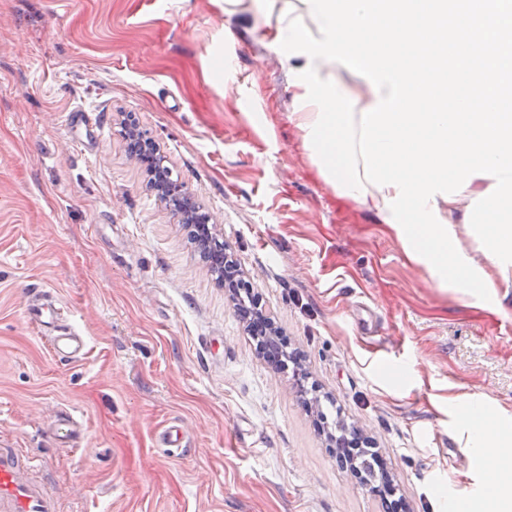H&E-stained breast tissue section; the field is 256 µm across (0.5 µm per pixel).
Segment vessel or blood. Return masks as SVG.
<instances>
[{"label":"vessel or blood","instance_id":"obj_1","mask_svg":"<svg viewBox=\"0 0 512 512\" xmlns=\"http://www.w3.org/2000/svg\"><path fill=\"white\" fill-rule=\"evenodd\" d=\"M57 318L56 309L46 304L37 302L27 308L32 326L53 328L48 338L52 355L64 362L74 361L85 342L72 327L59 324ZM0 512H62L61 500L37 457L0 446Z\"/></svg>","mask_w":512,"mask_h":512}]
</instances>
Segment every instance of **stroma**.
<instances>
[{
    "label": "stroma",
    "instance_id": "stroma-1",
    "mask_svg": "<svg viewBox=\"0 0 512 512\" xmlns=\"http://www.w3.org/2000/svg\"><path fill=\"white\" fill-rule=\"evenodd\" d=\"M291 110L222 0H0V442L70 512H381L129 158L130 117L412 512L436 489L481 512L454 399L512 416V297L491 312L438 288L317 175ZM36 287L72 309L81 358L27 323ZM61 410L79 449L52 431ZM174 421L188 453L158 444Z\"/></svg>",
    "mask_w": 512,
    "mask_h": 512
}]
</instances>
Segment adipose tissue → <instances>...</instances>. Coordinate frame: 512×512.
Returning a JSON list of instances; mask_svg holds the SVG:
<instances>
[{
	"instance_id": "adipose-tissue-1",
	"label": "adipose tissue",
	"mask_w": 512,
	"mask_h": 512,
	"mask_svg": "<svg viewBox=\"0 0 512 512\" xmlns=\"http://www.w3.org/2000/svg\"><path fill=\"white\" fill-rule=\"evenodd\" d=\"M251 13L255 23L266 26L269 39L291 19L303 17L310 32L318 26L302 0H224L225 16ZM457 409L465 419L467 447L482 462V478L487 490L484 512H512V422L504 420L485 402L459 398Z\"/></svg>"
}]
</instances>
